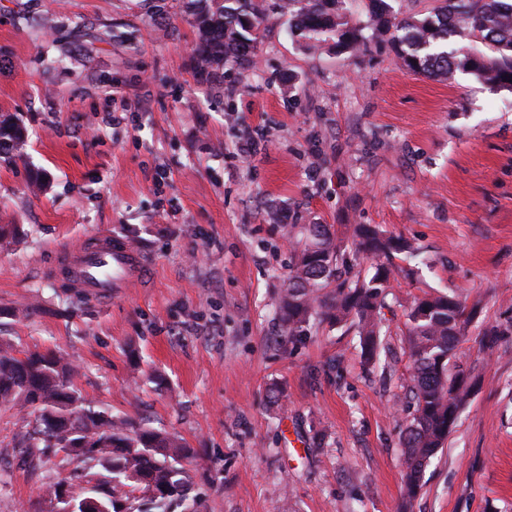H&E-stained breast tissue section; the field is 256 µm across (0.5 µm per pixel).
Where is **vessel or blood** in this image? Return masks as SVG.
<instances>
[{"instance_id": "b4317fda", "label": "vessel or blood", "mask_w": 512, "mask_h": 512, "mask_svg": "<svg viewBox=\"0 0 512 512\" xmlns=\"http://www.w3.org/2000/svg\"><path fill=\"white\" fill-rule=\"evenodd\" d=\"M148 270V260L138 248L97 235L79 247L62 250L51 272L66 287L105 303L145 280Z\"/></svg>"}]
</instances>
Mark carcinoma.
Masks as SVG:
<instances>
[{"label":"carcinoma","mask_w":512,"mask_h":512,"mask_svg":"<svg viewBox=\"0 0 512 512\" xmlns=\"http://www.w3.org/2000/svg\"><path fill=\"white\" fill-rule=\"evenodd\" d=\"M424 17L391 16L387 0H370L366 23L347 14L346 0H193L191 16L198 29L195 51L202 69L232 61L254 63L255 33L275 11L290 15L302 35L336 36V45L356 49L374 38L394 45L412 73L451 79L466 71L512 91V0H439ZM466 36L488 45L492 54L446 49L448 38ZM25 140L17 118L0 116V156L21 154ZM292 244L291 269L281 297V321L290 336L310 319L351 324L361 357L369 367L380 361L382 318L395 260L417 256L409 241L387 235L377 226L351 224L354 245L328 224H286ZM382 258L370 277L352 273L363 257ZM477 314L454 293L415 301L405 313V344L411 364L406 384L408 424L401 432L405 507L421 488L425 467L442 449L467 403L471 388L458 363L460 345ZM512 338V321L478 335V354L494 356ZM76 367L61 351L16 352L0 336V404L20 406L36 424L18 445L25 458L57 456L83 464V479L62 499L59 482L45 488L54 512H172L186 499L188 479L182 461L190 449L175 436L129 418H114L76 389ZM141 496L130 498L129 491Z\"/></svg>","instance_id":"obj_1"}]
</instances>
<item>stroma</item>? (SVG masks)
Returning <instances> with one entry per match:
<instances>
[{
	"label": "stroma",
	"mask_w": 512,
	"mask_h": 512,
	"mask_svg": "<svg viewBox=\"0 0 512 512\" xmlns=\"http://www.w3.org/2000/svg\"><path fill=\"white\" fill-rule=\"evenodd\" d=\"M197 41L187 0H0V115L26 137L0 158V225L21 230L0 242V335L64 351L85 398L182 438L203 512H402L404 312L460 294L480 305L462 344L477 385L413 512H512V340L485 363L475 343L512 319V92L412 74L384 40L301 38L284 14L250 69L200 77ZM293 223L419 249L384 310L388 371L364 370L347 326L285 337ZM101 231L150 273L72 305L46 271ZM31 428L0 406V512H51L45 485L80 474L20 463Z\"/></svg>",
	"instance_id": "obj_1"
}]
</instances>
